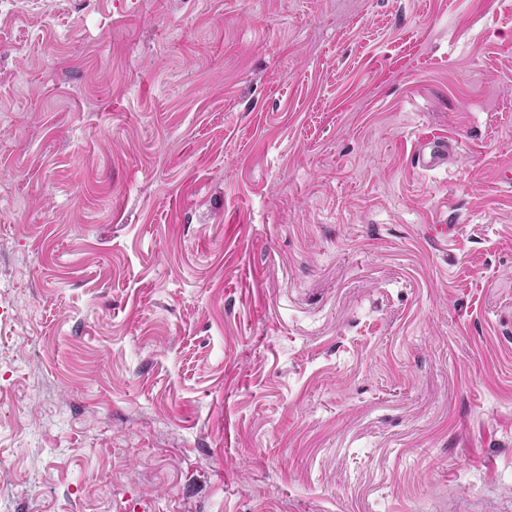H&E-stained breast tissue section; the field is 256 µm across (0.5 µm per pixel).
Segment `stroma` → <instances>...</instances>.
<instances>
[{
  "instance_id": "35a3bbf8",
  "label": "stroma",
  "mask_w": 512,
  "mask_h": 512,
  "mask_svg": "<svg viewBox=\"0 0 512 512\" xmlns=\"http://www.w3.org/2000/svg\"><path fill=\"white\" fill-rule=\"evenodd\" d=\"M508 164L512 0H0V512H512ZM417 160L425 168H436L448 161V143L438 136H423L417 149Z\"/></svg>"
}]
</instances>
